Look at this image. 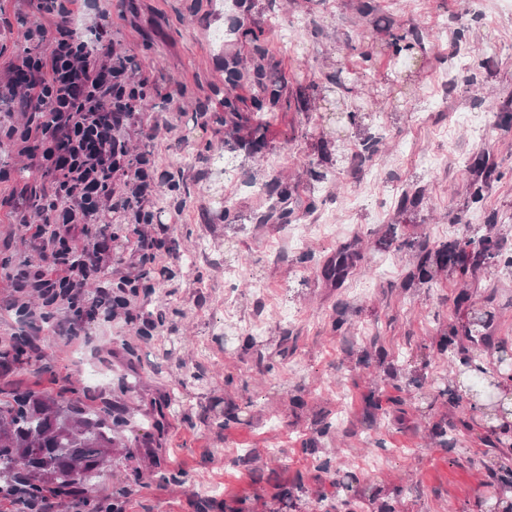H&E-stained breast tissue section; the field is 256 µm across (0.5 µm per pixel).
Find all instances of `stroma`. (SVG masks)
Returning <instances> with one entry per match:
<instances>
[{"instance_id":"35a3bbf8","label":"stroma","mask_w":512,"mask_h":512,"mask_svg":"<svg viewBox=\"0 0 512 512\" xmlns=\"http://www.w3.org/2000/svg\"><path fill=\"white\" fill-rule=\"evenodd\" d=\"M375 3L365 18L359 0L112 2V47L152 83L129 147L153 153L159 173H181L186 190L147 228L171 246L156 263L175 276L155 277L145 307L166 330L145 341L136 326L90 322L72 346L45 334L17 375L37 390L79 378L81 395L103 391L132 416L100 487L136 489L130 512H329L345 500L358 512H500L512 488L490 408L458 388L481 353L491 376L512 370V123L498 120L512 109V0ZM39 20L31 0H0V81ZM414 25L427 38L394 53ZM231 59L287 79L288 106L256 155L252 125L224 123ZM479 156L500 177L475 203L468 163ZM0 166L26 173L0 183V267L10 269L30 254L11 221L16 196L44 179L3 138ZM278 176L313 228L299 245L287 225L260 221L269 201L252 187ZM416 187L421 204L402 210ZM491 211L503 261L464 281L447 267L409 280L419 243L449 249ZM123 221L113 214L120 230L102 267L134 276ZM342 249L353 270L323 277ZM131 367L140 383L129 392ZM372 395L385 411L369 409Z\"/></svg>"}]
</instances>
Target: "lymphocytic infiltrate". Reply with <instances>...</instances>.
I'll use <instances>...</instances> for the list:
<instances>
[{
	"label": "lymphocytic infiltrate",
	"mask_w": 512,
	"mask_h": 512,
	"mask_svg": "<svg viewBox=\"0 0 512 512\" xmlns=\"http://www.w3.org/2000/svg\"><path fill=\"white\" fill-rule=\"evenodd\" d=\"M96 11L102 23L79 31L75 2ZM40 23L25 33L27 46L10 64L12 77L0 83V109L19 112L22 125L7 128L15 152L37 173L50 177L41 190V223L33 224L25 206L14 209L26 227L39 262L24 259L9 272L10 310L27 317L32 330L59 320V336L80 334L85 319L139 323V335L162 326L136 306L155 260L159 242L145 234L153 211L147 203L155 190V160L132 154L125 137L146 97L149 78L137 74L130 56L112 50L111 5L101 0H36ZM137 203L129 230L143 267L135 277L121 276L90 302L85 283L100 271V257L116 234L104 211ZM87 246L76 249L79 239Z\"/></svg>",
	"instance_id": "lymphocytic-infiltrate-1"
}]
</instances>
